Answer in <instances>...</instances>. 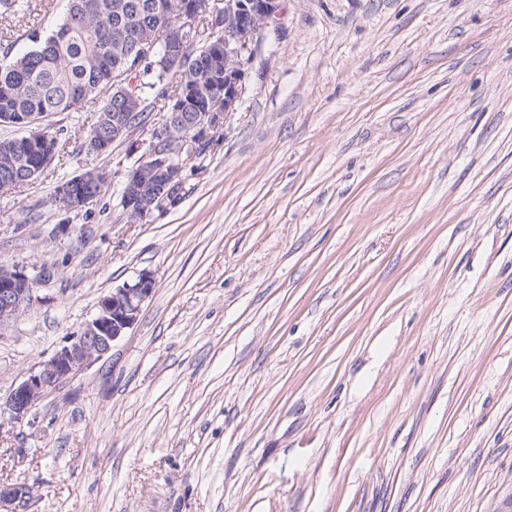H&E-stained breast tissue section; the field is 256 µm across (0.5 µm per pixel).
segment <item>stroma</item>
Returning <instances> with one entry per match:
<instances>
[{
  "mask_svg": "<svg viewBox=\"0 0 512 512\" xmlns=\"http://www.w3.org/2000/svg\"><path fill=\"white\" fill-rule=\"evenodd\" d=\"M65 0L0 18L49 31ZM104 101L49 116L61 158L0 195V400L153 273L101 360L0 424L25 512H512V0H278L246 90L177 200L127 219ZM108 176L81 212L50 204ZM33 278L0 266V329L17 319L33 301Z\"/></svg>",
  "mask_w": 512,
  "mask_h": 512,
  "instance_id": "obj_1",
  "label": "stroma"
}]
</instances>
